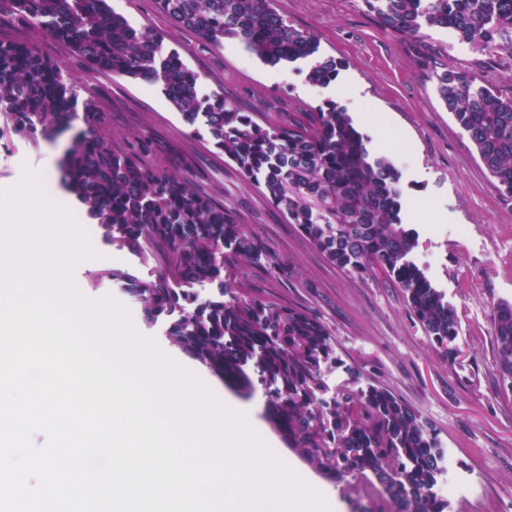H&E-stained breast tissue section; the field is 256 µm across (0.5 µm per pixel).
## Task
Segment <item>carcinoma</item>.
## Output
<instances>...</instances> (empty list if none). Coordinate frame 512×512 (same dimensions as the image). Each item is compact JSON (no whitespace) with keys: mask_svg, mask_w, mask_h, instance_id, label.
<instances>
[{"mask_svg":"<svg viewBox=\"0 0 512 512\" xmlns=\"http://www.w3.org/2000/svg\"><path fill=\"white\" fill-rule=\"evenodd\" d=\"M388 28L408 36L452 30L464 43L496 47L512 29V0H363ZM174 25L220 47L236 38L264 63L313 57V36L288 23L272 0H156ZM44 27L71 45L92 70L161 85L190 127H203L240 172L254 177L267 199L334 265L350 273L378 270L400 288L409 312L447 360H455V310L410 260L415 231L401 218L400 173L376 157L344 109L331 102L316 112L271 119L240 112L224 97L201 93L200 76L176 53L165 57L159 36L137 29L107 8L106 0H0V13ZM338 65L323 58L308 81L326 85ZM448 112L474 143L478 156L512 197V98L477 83L467 72H435ZM77 109L75 87L61 64L34 47L0 40V111L22 132L54 129ZM87 130L62 164L68 191L98 220L104 236L163 269L150 278L124 268L106 276L141 307L148 322H167L169 342L212 371L250 384L251 366L270 390L269 419L307 465L328 477L373 476L397 512H444L427 495L442 458L421 414L390 390L346 389L321 396L322 364L330 333L315 316L256 297L239 296L224 278L227 261L249 263L259 244L224 205L200 192L175 166L151 165L148 139L123 151L96 133L102 116L85 104ZM217 295L197 303L194 286ZM189 311L190 316L183 315ZM496 367L512 376V305L494 318Z\"/></svg>","mask_w":512,"mask_h":512,"instance_id":"1","label":"carcinoma"}]
</instances>
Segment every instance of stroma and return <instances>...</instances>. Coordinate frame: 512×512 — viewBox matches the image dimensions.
Masks as SVG:
<instances>
[{
	"label": "stroma",
	"instance_id": "1",
	"mask_svg": "<svg viewBox=\"0 0 512 512\" xmlns=\"http://www.w3.org/2000/svg\"><path fill=\"white\" fill-rule=\"evenodd\" d=\"M107 2L134 27L156 31L162 52H177L200 73L202 94L224 95L240 111L272 118L313 112L333 100L351 111L371 152L392 160L401 174L402 219L418 234L412 258L458 318L451 363L407 312L399 288L379 272L361 276L331 264L206 131H194L183 121L159 85L93 72L43 28L0 21L1 39L35 46L63 64L80 101L91 102L102 115L101 134L123 149L143 137L152 140L157 148L152 162L176 161L199 191L244 224L262 253L257 262L235 265L231 277L246 295L306 311L327 327L333 354L322 368L325 396L346 387L382 386L423 416L453 461L445 512H512V393L501 388L493 335L497 304L512 303V199L501 195L434 89L435 70L451 67L474 73L479 84L512 97V31L488 50L460 42L449 30L425 29L414 37L395 32L363 0H274L281 15L314 36L322 56L341 64L334 82L315 86L306 78L308 61L269 65L231 38L212 46L164 19L155 0ZM355 91L370 102V110H353ZM84 128L77 117L58 133L33 136L16 131L9 114L0 112V190L17 186L25 170L50 169L52 200L89 223L85 209L64 189L60 170L66 149ZM93 246L100 260H82L73 270L81 295L92 301L112 297L128 310L140 336L175 354L166 323H146L136 301L102 274L118 266L152 276L158 266L101 234ZM218 384L226 397L250 409L277 457L320 480L329 505L340 512L384 508L379 494L361 491L360 480L318 476L289 448L268 418L269 390L259 378L244 388L226 378Z\"/></svg>",
	"mask_w": 512,
	"mask_h": 512
}]
</instances>
